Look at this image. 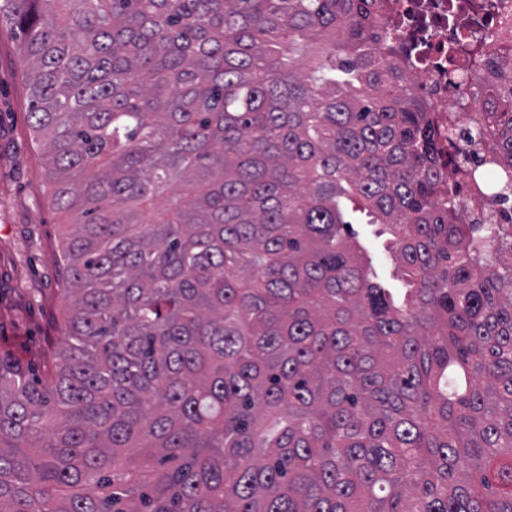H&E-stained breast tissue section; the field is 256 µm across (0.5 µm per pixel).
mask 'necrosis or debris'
Returning <instances> with one entry per match:
<instances>
[{
    "label": "necrosis or debris",
    "instance_id": "necrosis-or-debris-1",
    "mask_svg": "<svg viewBox=\"0 0 512 512\" xmlns=\"http://www.w3.org/2000/svg\"><path fill=\"white\" fill-rule=\"evenodd\" d=\"M384 37L397 48L400 67L413 76L415 94L440 129L456 125L457 165L444 174L468 224H511L512 199L476 195L489 169L486 145L469 132L481 110L486 77L482 60L512 43V0H380Z\"/></svg>",
    "mask_w": 512,
    "mask_h": 512
}]
</instances>
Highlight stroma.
Wrapping results in <instances>:
<instances>
[{
  "label": "stroma",
  "mask_w": 512,
  "mask_h": 512,
  "mask_svg": "<svg viewBox=\"0 0 512 512\" xmlns=\"http://www.w3.org/2000/svg\"><path fill=\"white\" fill-rule=\"evenodd\" d=\"M28 65L0 29V354L41 372L62 346L64 214L51 205L31 130Z\"/></svg>",
  "instance_id": "1"
}]
</instances>
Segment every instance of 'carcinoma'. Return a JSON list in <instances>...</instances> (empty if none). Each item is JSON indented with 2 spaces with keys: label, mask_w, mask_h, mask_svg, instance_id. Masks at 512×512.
I'll return each mask as SVG.
<instances>
[{
  "label": "carcinoma",
  "mask_w": 512,
  "mask_h": 512,
  "mask_svg": "<svg viewBox=\"0 0 512 512\" xmlns=\"http://www.w3.org/2000/svg\"><path fill=\"white\" fill-rule=\"evenodd\" d=\"M0 26L73 216L65 347L40 378L0 356V512H512V224L461 223L378 0H0ZM482 107L506 199L512 84ZM377 228L376 224H353V229L358 239L364 244L372 265L380 275L396 283L393 280L394 265L392 259L385 251L382 239L376 236Z\"/></svg>",
  "instance_id": "obj_1"
}]
</instances>
